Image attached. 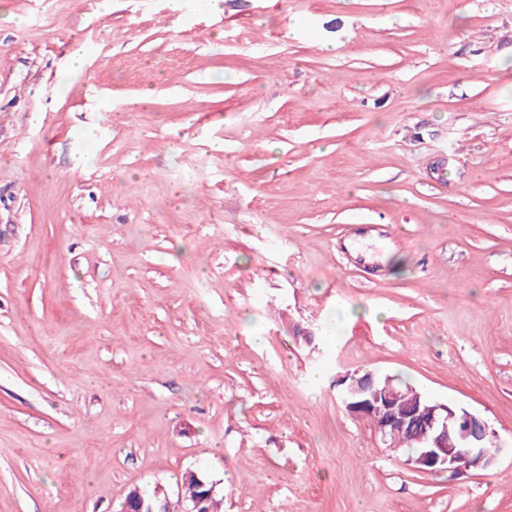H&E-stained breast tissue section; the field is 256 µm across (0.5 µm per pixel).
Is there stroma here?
Instances as JSON below:
<instances>
[{"label": "stroma", "instance_id": "35a3bbf8", "mask_svg": "<svg viewBox=\"0 0 512 512\" xmlns=\"http://www.w3.org/2000/svg\"><path fill=\"white\" fill-rule=\"evenodd\" d=\"M98 3L0 0V512H512V0ZM367 372L496 464L414 471ZM193 472H195L199 479L204 483V487H201V484L199 481H195ZM187 474H190L189 480L191 485L193 482H196L197 485V494L194 490H190L188 483H181L179 490L181 495H184L185 500H190L193 504V507L188 510V512H219V506L221 504V499H219V493L210 494L211 487H212V480L210 477L201 471H188L183 474L182 478H185ZM217 487V483L213 481V488L212 493ZM201 496V504H200V498ZM200 506V507H199ZM199 509V511H198ZM131 490L128 491V493L125 496L123 506L125 501H129V495ZM132 502L130 505L137 506L138 502L136 498L140 495L139 502L140 506L137 508H131L130 506H126L124 508L125 512H149V511H160L163 510V512H174V508L172 507L171 501L167 498L166 500H163V496L157 497L156 491L154 490L152 493H145L138 488L132 489ZM143 510V511H142Z\"/></svg>", "mask_w": 512, "mask_h": 512}]
</instances>
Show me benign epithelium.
Returning <instances> with one entry per match:
<instances>
[{"instance_id":"1","label":"benign epithelium","mask_w":512,"mask_h":512,"mask_svg":"<svg viewBox=\"0 0 512 512\" xmlns=\"http://www.w3.org/2000/svg\"><path fill=\"white\" fill-rule=\"evenodd\" d=\"M351 416L367 420L373 414L383 419L376 429L380 442L391 451L393 437L401 432L410 436L414 449L406 455L407 464L423 474L443 469L458 475L471 470L486 469L496 460L487 446L498 447L497 435L480 416L446 403L422 405L421 394L404 401L393 390L384 389L366 399L348 405ZM456 432L458 446H448V434Z\"/></svg>"}]
</instances>
